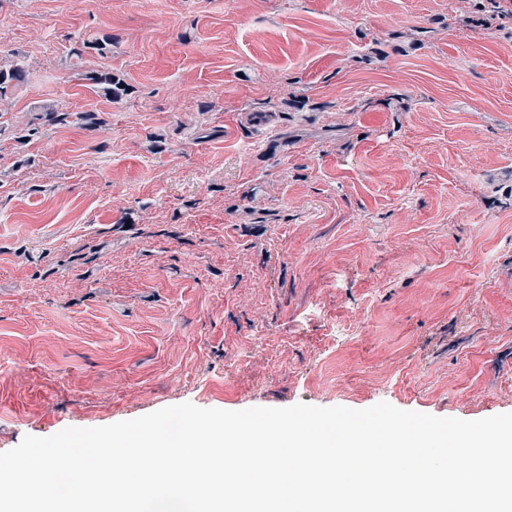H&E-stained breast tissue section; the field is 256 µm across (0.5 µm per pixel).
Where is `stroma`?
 <instances>
[{
	"instance_id": "1",
	"label": "stroma",
	"mask_w": 512,
	"mask_h": 512,
	"mask_svg": "<svg viewBox=\"0 0 512 512\" xmlns=\"http://www.w3.org/2000/svg\"><path fill=\"white\" fill-rule=\"evenodd\" d=\"M473 3L0 0V452L184 402L512 412V33ZM41 105L100 124L17 144ZM28 70L22 60H14L0 65V102L7 99L12 92L28 79ZM78 79L83 80L95 92L101 93L110 101L121 98L126 92L123 80L112 73L103 70L75 69Z\"/></svg>"
}]
</instances>
